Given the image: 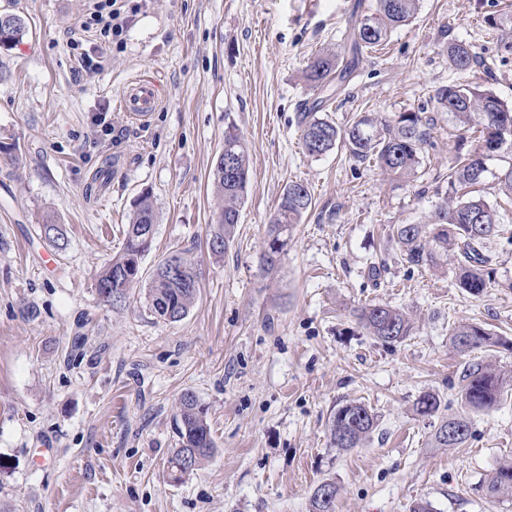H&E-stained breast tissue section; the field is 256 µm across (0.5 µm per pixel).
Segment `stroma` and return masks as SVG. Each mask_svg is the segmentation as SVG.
Masks as SVG:
<instances>
[{
  "instance_id": "35a3bbf8",
  "label": "stroma",
  "mask_w": 512,
  "mask_h": 512,
  "mask_svg": "<svg viewBox=\"0 0 512 512\" xmlns=\"http://www.w3.org/2000/svg\"><path fill=\"white\" fill-rule=\"evenodd\" d=\"M376 0H156L109 63L82 71L70 49L86 0H0L26 32L0 47V512H308L313 489L334 482L336 512H512L488 502L484 478L512 461V390L473 414L460 448H434L413 407L426 391L461 411L469 361L512 370V236L493 238L492 283L461 293L451 267L416 268L385 243L393 225L426 222L448 192V167L472 136L438 111L435 89L487 85L512 103V0H420L412 22L359 56L328 115L346 127L361 112L422 113L430 123L424 175L406 183L348 152L309 156L296 115L314 94L303 70L342 44L355 4ZM471 44L493 80L448 64ZM147 75L162 100L146 122L117 105ZM107 108L117 142L95 140ZM235 126L250 154V187L233 243L207 245L217 206L212 173ZM312 207L277 269L264 272L265 226L288 183ZM150 192L155 234L142 267L185 253L200 273L189 315L168 322L143 290L110 306L99 271L125 243L134 200ZM63 225L50 251L43 224ZM388 271L367 278L371 260ZM408 309L415 330L385 344L352 308ZM477 323L502 343L463 354L452 327ZM206 411L214 455L185 482L164 477L176 446L179 397ZM349 401L377 428L364 447L329 445L328 418Z\"/></svg>"
}]
</instances>
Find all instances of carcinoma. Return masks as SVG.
Segmentation results:
<instances>
[{
	"instance_id": "cac0c4a2",
	"label": "carcinoma",
	"mask_w": 512,
	"mask_h": 512,
	"mask_svg": "<svg viewBox=\"0 0 512 512\" xmlns=\"http://www.w3.org/2000/svg\"><path fill=\"white\" fill-rule=\"evenodd\" d=\"M418 7L419 0H377L374 10L350 28L348 39L354 54L373 51L382 45L394 28L411 22ZM23 34L24 24L19 17L0 16V46L14 43ZM446 53L450 67L457 71H467L480 64L473 47L463 41L449 42ZM351 74V65L341 64L340 53L328 48L308 63L304 79L311 90L321 93L335 83L346 82ZM434 99L464 131L476 136L478 145L448 169L449 196L432 212L428 222L399 224L393 228L392 238L404 262L417 268L450 265L456 287L477 296L490 281L492 256L488 253V242L505 232L509 214L474 194V189L490 177L495 192L512 197V160L496 172L489 168V162L501 158L502 153H512V104L489 89L462 82L438 88ZM329 100V96H320L312 107L299 113L302 144L309 156L321 157L342 144L354 160L373 163L392 178L409 181L417 176L430 138V123L421 113L400 112L386 120L373 112H362L342 129L329 118L318 115ZM249 183L248 149L236 128L230 126L224 132V152L217 158L213 171L218 205L208 247L215 255L223 254L235 238ZM311 205L307 185L293 181L284 188L266 227L262 252L265 270L271 271L279 265L288 237ZM134 207L122 252L98 274L96 290L110 302L114 289L120 288L127 294L141 284L154 314L169 322L180 321L188 315L197 296L199 280L195 264L176 253L161 261L149 277H143L141 262L154 237L156 213L147 192L137 198ZM42 234L57 249L66 247L61 225L45 224ZM355 317L369 335L384 343L401 342L414 329L410 313L399 307L367 303L355 310ZM450 342L460 352L496 344L492 333L476 324L454 327ZM460 382L466 411L446 414L448 406L432 391L422 393L414 405L416 415L438 421L432 435L435 448L462 447L472 435L470 413L495 406L505 388L512 386V373L483 362H468L460 373ZM376 428L377 416L369 406L346 402L328 419L330 447L360 448ZM174 430L178 448L168 459L167 479L180 483L215 451L205 409L189 391L179 398ZM483 492L491 502L512 494V463L499 465L485 481ZM337 493L336 484L331 481L318 484L310 497L309 512H336Z\"/></svg>"
}]
</instances>
